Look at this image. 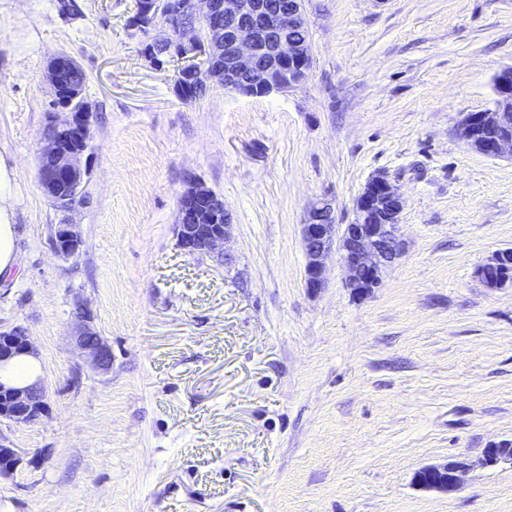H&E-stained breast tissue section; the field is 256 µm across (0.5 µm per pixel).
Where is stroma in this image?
<instances>
[{"instance_id":"1","label":"stroma","mask_w":512,"mask_h":512,"mask_svg":"<svg viewBox=\"0 0 512 512\" xmlns=\"http://www.w3.org/2000/svg\"><path fill=\"white\" fill-rule=\"evenodd\" d=\"M0 0V155L26 265L0 278V325L26 327L46 411L0 420L20 462L0 512H512V285L479 268L512 249V157L458 135L512 66V0H306L313 66L297 88L186 101L153 68L136 0ZM86 75L90 172L63 215L38 178L54 119L47 68ZM403 198V253L365 297L338 261L306 288L300 226L327 198L349 223L375 174ZM231 216L224 256L176 244L189 179ZM112 350L74 347L77 304ZM473 461L454 494L420 468ZM75 226L76 224L65 221L54 228L52 246L57 256L67 259L79 251L82 240ZM505 255L500 251L495 252L491 258L479 269L478 274L481 279H486L491 286V288H498L501 284L507 283L510 281L508 277H502L496 274L502 272V264ZM497 283V284H496Z\"/></svg>"}]
</instances>
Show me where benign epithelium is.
<instances>
[{
  "mask_svg": "<svg viewBox=\"0 0 512 512\" xmlns=\"http://www.w3.org/2000/svg\"><path fill=\"white\" fill-rule=\"evenodd\" d=\"M186 13L205 25L204 35L194 24L182 20L179 11L163 22L150 25L155 32L151 43L167 46L175 56L195 57L203 54L212 67L193 68L188 77H179L178 90L190 97L187 84L202 92L214 82L212 68L224 65V84L227 88L250 97H263L287 92L302 83L313 64L310 45L288 39V26H308L304 0H290L288 14L272 9L266 0H258L252 16L246 17L243 0H190ZM75 64L69 57L55 58L48 68V80L53 88L52 107L65 118L55 120L43 133L44 147L40 155L38 177L49 201H61L64 188L73 191L64 211L71 212L79 203L78 190L89 175L82 164L85 148L71 145L90 136L89 112H73L70 103L59 91L63 64ZM498 92L491 108L467 114L459 124L460 138L477 152L494 157L512 155V67L497 74ZM402 200L388 180L379 173L373 176L358 195L353 218L347 224L336 223L335 208L329 200L313 203L301 224L304 247L305 287L317 290L324 285L325 261L335 253L344 268L346 287L357 296L368 294L381 281L382 273L403 251L398 234L399 225L386 221L388 212L399 215ZM231 220L224 200L199 181L189 183L178 201V224L175 225L177 246L187 252H224L229 238ZM82 240L75 224L65 221L56 225L52 246L57 256H74ZM505 255L494 253L479 269L481 279L496 288L509 282L498 275ZM81 330L77 347L91 365L106 370L112 362L107 342L90 326L91 315L82 305L75 311ZM35 352L27 328L19 325L0 327V365L16 355ZM0 392L7 396L8 405L0 409V419L15 424H31L40 419L46 408L44 381L25 388H7L0 383ZM508 441L493 443L484 450L482 465L494 467L512 464V452H503ZM19 462L15 449L0 442V474L11 473ZM471 464L463 457L443 464L425 466L420 472L432 477L423 484L426 489L452 494L457 492Z\"/></svg>",
  "mask_w": 512,
  "mask_h": 512,
  "instance_id": "7a95c632",
  "label": "benign epithelium"
}]
</instances>
